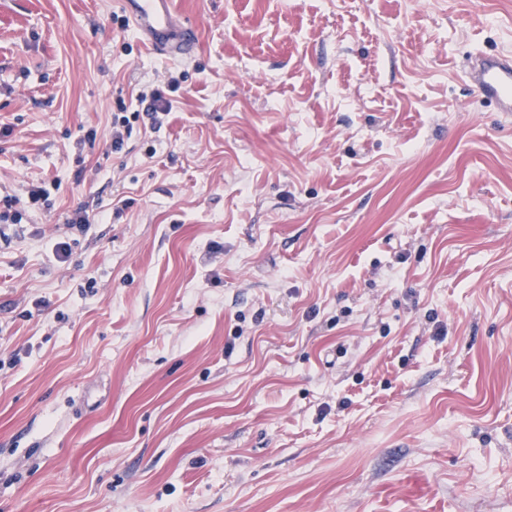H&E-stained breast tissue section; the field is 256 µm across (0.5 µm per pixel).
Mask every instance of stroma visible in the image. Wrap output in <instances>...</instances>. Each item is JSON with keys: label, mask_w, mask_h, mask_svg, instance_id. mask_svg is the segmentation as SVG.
<instances>
[{"label": "stroma", "mask_w": 512, "mask_h": 512, "mask_svg": "<svg viewBox=\"0 0 512 512\" xmlns=\"http://www.w3.org/2000/svg\"><path fill=\"white\" fill-rule=\"evenodd\" d=\"M174 4L0 0V512H512V0ZM128 26L158 55L181 61L195 49L196 30L174 9V0H119ZM468 81L482 99L512 119V54L477 51L468 58ZM137 101L140 105L145 103H147V105L144 106L143 112H131L133 118L136 121L142 113L154 129L162 125L164 116L168 115L171 109L170 101L164 99L157 92H152L149 95L142 93L138 96ZM119 111L112 114V150L113 152H120L125 143V135L131 134L132 124L130 118L124 115L126 110L124 102L119 103Z\"/></svg>", "instance_id": "obj_1"}]
</instances>
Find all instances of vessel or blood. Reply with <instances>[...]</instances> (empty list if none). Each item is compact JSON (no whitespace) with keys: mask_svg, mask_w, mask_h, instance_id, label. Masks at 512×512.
I'll return each instance as SVG.
<instances>
[{"mask_svg":"<svg viewBox=\"0 0 512 512\" xmlns=\"http://www.w3.org/2000/svg\"><path fill=\"white\" fill-rule=\"evenodd\" d=\"M129 27L158 55L173 61L190 56L195 29L174 8V0H119ZM468 81L482 99L512 119V54L478 51L468 58Z\"/></svg>","mask_w":512,"mask_h":512,"instance_id":"b4317fda","label":"vessel or blood"}]
</instances>
